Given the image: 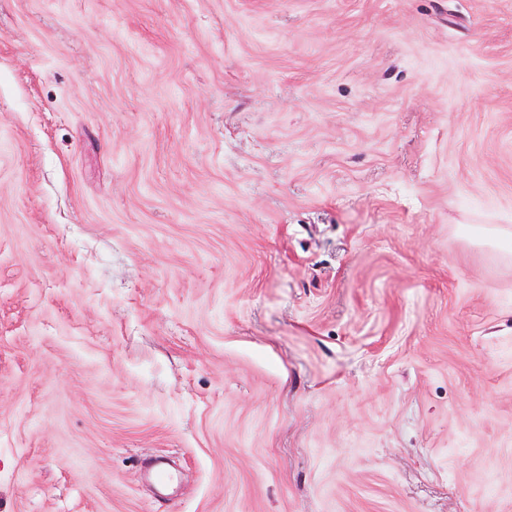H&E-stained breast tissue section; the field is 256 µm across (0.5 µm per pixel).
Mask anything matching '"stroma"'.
Segmentation results:
<instances>
[{
    "instance_id": "obj_1",
    "label": "stroma",
    "mask_w": 512,
    "mask_h": 512,
    "mask_svg": "<svg viewBox=\"0 0 512 512\" xmlns=\"http://www.w3.org/2000/svg\"><path fill=\"white\" fill-rule=\"evenodd\" d=\"M509 236L512 0H0V512H512Z\"/></svg>"
}]
</instances>
